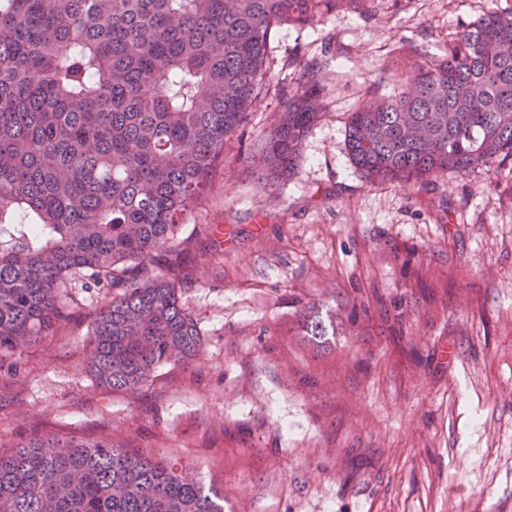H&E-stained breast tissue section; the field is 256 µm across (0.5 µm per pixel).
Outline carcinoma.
Here are the masks:
<instances>
[{
    "mask_svg": "<svg viewBox=\"0 0 512 512\" xmlns=\"http://www.w3.org/2000/svg\"><path fill=\"white\" fill-rule=\"evenodd\" d=\"M350 2L0 0V366L56 336L72 281L114 290L88 315L94 385L138 389L195 358L171 242L260 95L272 30ZM293 62L306 81L246 159L271 187L294 174L320 117L314 74ZM345 142L371 182L512 161V8L351 113ZM300 323L327 335L313 310ZM0 512H224V497L110 438L45 434L0 452Z\"/></svg>",
    "mask_w": 512,
    "mask_h": 512,
    "instance_id": "cac0c4a2",
    "label": "carcinoma"
}]
</instances>
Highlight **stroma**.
Instances as JSON below:
<instances>
[{"label":"stroma","instance_id":"1","mask_svg":"<svg viewBox=\"0 0 512 512\" xmlns=\"http://www.w3.org/2000/svg\"><path fill=\"white\" fill-rule=\"evenodd\" d=\"M507 5L366 0L275 28L266 85L177 233L199 357L96 387L87 315L112 292L68 283L66 328L0 368V445L110 437L200 475L224 512H512V167L372 183L345 146L351 112ZM294 56L323 115L266 188L243 161L299 86ZM311 306L336 329L321 346L298 325Z\"/></svg>","mask_w":512,"mask_h":512}]
</instances>
